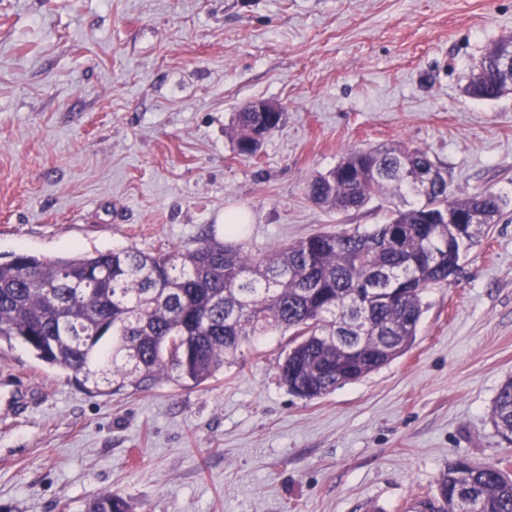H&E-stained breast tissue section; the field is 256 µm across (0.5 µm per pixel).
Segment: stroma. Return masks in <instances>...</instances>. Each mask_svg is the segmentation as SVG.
<instances>
[{
    "mask_svg": "<svg viewBox=\"0 0 512 512\" xmlns=\"http://www.w3.org/2000/svg\"><path fill=\"white\" fill-rule=\"evenodd\" d=\"M512 0H0V262L133 247L156 254L248 216L253 253L385 223L389 197L337 213L308 180L345 150L426 151L452 193L512 198V93L465 92ZM285 123L255 157L232 120ZM416 343L307 401L262 336L196 385L99 395L0 345V512H398L464 457L512 468L491 412L512 377V206L448 283ZM243 106L237 113L235 123L229 132L233 150L240 156H255L262 142L283 122L285 112L273 102L256 100ZM86 512H129V505L121 496L105 492L87 503Z\"/></svg>",
    "mask_w": 512,
    "mask_h": 512,
    "instance_id": "35a3bbf8",
    "label": "stroma"
}]
</instances>
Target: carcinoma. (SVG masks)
Returning <instances> with one entry per match:
<instances>
[{
  "instance_id": "1",
  "label": "carcinoma",
  "mask_w": 512,
  "mask_h": 512,
  "mask_svg": "<svg viewBox=\"0 0 512 512\" xmlns=\"http://www.w3.org/2000/svg\"><path fill=\"white\" fill-rule=\"evenodd\" d=\"M511 48L504 39L487 49L471 97L505 94L509 83L493 63ZM284 117L247 103L229 132L233 150L255 156ZM415 169L434 172L428 187L408 179ZM306 191L336 212L359 210L376 195L400 206L370 230L317 233L260 254L208 234L192 249L157 254L21 252L0 263V342L17 341L78 385L112 395L169 380L201 384L255 338L288 331L279 379L291 394L319 399L412 348L423 292L448 282V269L461 268L475 245L444 214L465 221L477 214L482 229L512 203L489 191L454 196L427 153L404 145L348 151ZM492 420L512 444L511 377ZM435 499V512H512V473L458 458L440 474ZM86 512H129V505L105 492Z\"/></svg>"
}]
</instances>
